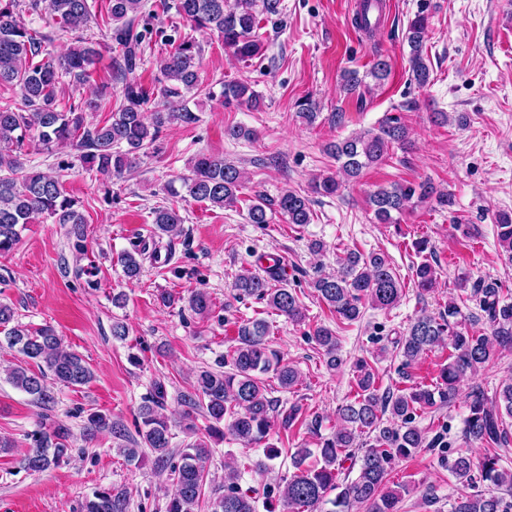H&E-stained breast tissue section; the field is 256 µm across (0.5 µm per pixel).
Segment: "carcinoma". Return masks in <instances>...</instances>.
<instances>
[{"instance_id": "carcinoma-1", "label": "carcinoma", "mask_w": 512, "mask_h": 512, "mask_svg": "<svg viewBox=\"0 0 512 512\" xmlns=\"http://www.w3.org/2000/svg\"><path fill=\"white\" fill-rule=\"evenodd\" d=\"M20 0H0V89H19L21 103L0 101V257L10 255L19 243L21 232L37 215H47L57 224L72 225L77 241L84 238L85 223L75 208V201L66 194L60 179L39 171L25 169L20 151L26 143L35 141L47 152L74 145L80 151L82 163L99 172H110L119 178L136 167L141 151L148 150L162 129L170 124L191 125L198 116L186 105V95L203 91L200 78L202 49L192 38L169 39L172 50L163 59L160 72L161 100L152 118H147L144 106L150 101L149 92L135 81L123 84V98L111 118L104 124L86 123V111L96 108L93 101L70 105L68 111L58 109L57 93L62 79L70 78L73 86L92 77L102 52L120 48L121 55L111 61L115 80L123 79L125 71L136 64L138 54L152 34L154 15L144 11L143 0H109L112 27L101 42L83 36L76 37L67 52L54 56L45 48L50 36L34 31L18 21ZM47 9L60 30L76 32L84 29L91 17L88 0H47ZM172 8L195 29L215 31L224 39V49L239 61L262 57L263 43L258 27L263 17L277 15L280 0H173ZM428 15L418 12L408 23L407 41L411 48V78L420 86L428 83L430 72L424 62V38ZM224 104L257 103L259 95L241 81L223 83ZM407 128L396 118L382 121L376 131L331 142L326 153L339 165L346 179H356L363 169L381 163L395 144L405 142ZM191 175L183 179L188 195L213 208L234 207L244 186L241 170L232 162L206 153L190 161ZM341 188L335 176L329 175L312 185V192L334 195ZM374 218L379 224H396L394 215L423 204L440 209L452 206L448 192L438 189L425 179L418 183L380 186L368 198ZM276 209L289 224L311 223V199L288 190L275 199L262 194L248 206L251 224H267V211ZM153 236L173 237L182 232L183 218L169 207L153 208ZM500 247L512 262V214L503 211L496 217ZM158 258L157 251H148L146 243L134 241L123 251L118 262L125 279L139 281L146 258ZM336 274L316 270L312 280L319 299L342 323L361 320L366 306L390 309L403 295L401 282L386 254L364 255L348 250L339 260ZM436 267L423 259L414 269V283L423 291L434 288ZM239 299L255 298L278 315L292 322L304 319L297 294L281 285L279 273L268 267L263 272L250 269L238 274L232 285ZM473 293L479 296V307L494 326L498 345L512 348V302L500 300V290L474 283ZM189 308L197 314L211 309L210 296L202 289L192 291ZM460 310L453 301L438 314L423 313L396 341L405 365L409 366L423 354L439 348L448 349V363L440 368L433 386L416 385L400 394L379 393L378 375L365 359L354 364L357 397L342 405L336 413V431L324 437L320 433L323 418L314 415L306 422L307 430L319 437V448H298L293 454L295 472L284 480L280 498L288 512H396L401 493L409 491L406 484L396 489L385 487L393 462L407 458L424 446V432L413 425V416L422 408L433 407L437 401L451 398L466 374H475L493 356L494 350L483 335L457 328ZM14 311L0 304V348L20 354L25 365L7 372L8 380L17 389L47 406L53 402L51 385L66 387L91 383L94 373L83 359L63 349L56 331L50 326L30 330L13 324ZM268 324L263 319L246 320L237 327V345L221 364L227 370L204 369L199 372L194 391L182 396L189 410L201 408L210 421L209 431L215 436L230 435L244 445L265 440L275 423L291 427L300 416L296 405L280 414L278 400L269 396L263 375L274 372L280 388L289 390L299 382L298 371L282 363L280 355L267 345ZM312 340L334 369L342 364L338 353L336 331L319 326ZM166 388L156 381L152 392L138 408V434L144 445L157 454L158 462L170 465V476L176 491L166 504V512H195L204 495L211 455L209 445L199 439L186 445L179 462L170 463L171 426L163 413ZM464 434L473 443L487 447H504L512 441L504 418L512 419V383L503 385L494 398L484 390L473 388ZM390 413L395 423L386 425L382 416ZM94 429L111 428L112 437L126 440V428L109 424L100 414L90 417ZM374 434V444L363 450L356 478L341 477L343 462L352 456L356 435ZM69 430L55 426L34 431L33 446L23 460L29 471L42 472L58 466L68 455ZM450 472L457 480L470 483L480 474L488 489L460 498L453 512H512V502L499 495L506 487L512 490V471L499 468V458L488 454L479 461L468 455L457 456ZM241 473L232 469L224 474V495L214 502V512H256L255 498L238 489ZM335 497H330V494ZM128 495L122 489L98 490L86 499L85 512H127Z\"/></svg>"}]
</instances>
